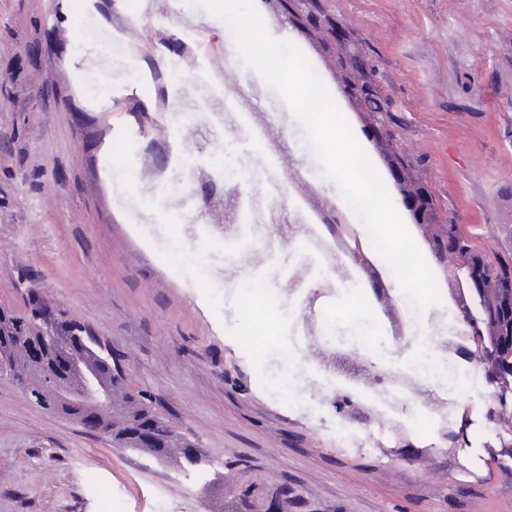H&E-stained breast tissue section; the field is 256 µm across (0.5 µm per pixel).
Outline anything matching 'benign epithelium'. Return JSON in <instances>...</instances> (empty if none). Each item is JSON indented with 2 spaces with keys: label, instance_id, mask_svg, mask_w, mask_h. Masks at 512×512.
I'll return each instance as SVG.
<instances>
[{
  "label": "benign epithelium",
  "instance_id": "7a95c632",
  "mask_svg": "<svg viewBox=\"0 0 512 512\" xmlns=\"http://www.w3.org/2000/svg\"><path fill=\"white\" fill-rule=\"evenodd\" d=\"M265 4L281 20L303 27V20L314 13V0H295L287 11L285 0H265ZM307 38L319 44L329 54L336 52V25L330 19L305 30ZM345 94L370 97L372 91L360 83V74L352 69L343 79ZM374 148L385 155L398 193L411 213L418 236L426 243L433 256L448 293L460 314V323L473 334L470 357L486 368V378L495 391L486 409L490 422L501 427L499 444L512 447V288L497 287L499 277L494 274L495 263L470 243L460 224H432L424 221L431 211V199L426 188L408 177L403 154L393 145V132L377 113L362 125ZM334 230L345 229L353 240L348 248L350 262L370 281L372 293L389 321L395 320L392 296L378 272L368 262L358 236L350 226L333 225ZM27 330L23 342L29 353L28 376L40 385L52 389L49 400H33L31 404L49 413L77 421L96 435L112 440V444L150 455L161 463L168 459L157 441L152 422L140 420L131 427L117 420L109 421L112 405V386L99 378L98 366L72 356V349L82 339L79 325L68 315L48 302L35 300L26 316ZM53 354L60 361L62 372L55 376L45 371V360ZM469 428L467 416L441 434L444 448L460 447Z\"/></svg>",
  "mask_w": 512,
  "mask_h": 512
}]
</instances>
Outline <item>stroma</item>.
<instances>
[{
  "label": "stroma",
  "mask_w": 512,
  "mask_h": 512,
  "mask_svg": "<svg viewBox=\"0 0 512 512\" xmlns=\"http://www.w3.org/2000/svg\"><path fill=\"white\" fill-rule=\"evenodd\" d=\"M319 6L341 30L335 60L289 22L268 20L269 33L312 64L359 66L412 177L432 195V221L466 225L486 253L512 254V0ZM117 13L136 24L126 44L109 48L96 36L112 31ZM182 14L213 48L199 66L175 70L172 89L191 104L181 120L191 132L158 155L165 181L131 186L116 167L159 135L140 131L130 113L157 105L144 59L173 64ZM226 38L223 20L185 9L184 0H83L76 10L66 0H0V309L23 313L35 296L90 327L111 344L129 387L203 459L187 472L180 456L162 465L115 447L0 380V512L265 510L283 495L288 512H512V457L493 462L469 447L448 454L436 437L440 420L418 408L406 417L408 437L382 438L375 422L337 416L331 398L342 389L314 350L364 357L366 337L383 336L402 352L419 337L447 335L457 316L446 302L416 315L386 274L405 325L395 340L367 281H350L320 299L319 318L335 332L310 349L288 284L318 289L335 272L287 241L295 193L266 180L264 142L211 124L199 106L219 80ZM235 67L238 83L258 88L247 108L267 115L285 165L344 204L289 105L243 61ZM92 71L108 101L88 92ZM193 164L223 177L225 188L263 197L281 225L252 223L241 211L238 234L216 236L180 178ZM172 197L182 205L166 207ZM177 242L199 258L198 273L175 260ZM251 277L266 280L282 311L252 348L243 288ZM427 389L462 414L484 408L493 392L482 373L463 382L446 372Z\"/></svg>",
  "instance_id": "1"
}]
</instances>
